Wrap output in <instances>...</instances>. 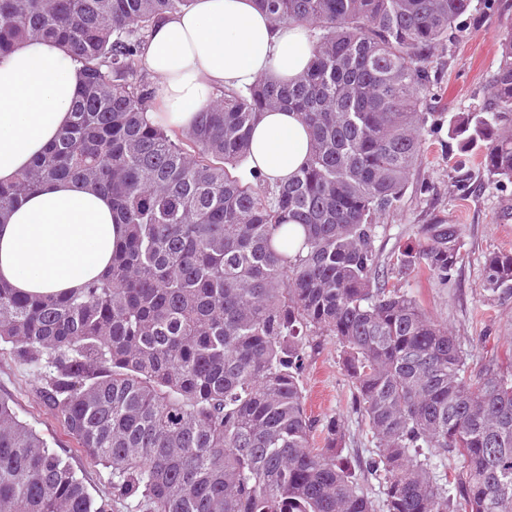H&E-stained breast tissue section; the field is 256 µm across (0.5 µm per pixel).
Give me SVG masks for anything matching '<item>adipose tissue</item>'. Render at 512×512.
<instances>
[{"label": "adipose tissue", "mask_w": 512, "mask_h": 512, "mask_svg": "<svg viewBox=\"0 0 512 512\" xmlns=\"http://www.w3.org/2000/svg\"><path fill=\"white\" fill-rule=\"evenodd\" d=\"M306 26H275L253 0H193L157 22L143 62L162 109L151 121L190 128L222 89L262 78L290 82L314 59ZM79 66L55 43L27 40L0 58V183L14 181L71 119ZM310 133L297 113H262L248 169L284 183L304 164ZM125 238L110 200L69 180L46 184L0 218V283L31 296L66 293L100 278Z\"/></svg>", "instance_id": "ef3b65f1"}]
</instances>
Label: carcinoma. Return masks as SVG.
Returning a JSON list of instances; mask_svg holds the SVG:
<instances>
[{
  "label": "carcinoma",
  "mask_w": 512,
  "mask_h": 512,
  "mask_svg": "<svg viewBox=\"0 0 512 512\" xmlns=\"http://www.w3.org/2000/svg\"><path fill=\"white\" fill-rule=\"evenodd\" d=\"M192 0H0V56L52 39L80 65L72 120L13 183L0 217L70 178L125 224L100 279L31 298L0 284V343L45 364L35 392L90 461L92 495L66 452L0 397V512H512V360L466 351L389 279L423 270L448 286L460 227L428 224L381 273L377 215L396 207L443 126L435 51L472 0H254L275 26L310 28L313 64L294 82L222 91L188 130L147 119L156 88L142 51ZM491 101L448 137L503 189L512 184V22ZM311 134L304 165L271 186L239 167L261 113ZM288 220L293 255L275 237ZM488 296L512 298V252L487 254ZM331 336L375 444L359 482L331 415L311 444L302 378L310 338Z\"/></svg>",
  "instance_id": "obj_1"
}]
</instances>
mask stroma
Here are the masks:
<instances>
[{"mask_svg": "<svg viewBox=\"0 0 512 512\" xmlns=\"http://www.w3.org/2000/svg\"><path fill=\"white\" fill-rule=\"evenodd\" d=\"M436 57L442 86L434 103L436 111L449 118L480 108L498 65L496 24L466 20L462 36L438 49ZM458 155L447 131L427 135L419 179L428 191L422 194L408 188L396 208L377 217L375 247L386 261L423 225H460L464 246L452 287L437 288L420 274L402 279L400 285L417 297L425 312L448 324L466 348L472 350L481 343L504 359L512 355V300L486 303L482 265L489 252L512 251V187L501 190L496 182L476 173L468 191L458 190L454 171ZM42 374L40 367L15 362L9 348L0 346V396L52 447L70 449L68 437L35 393ZM303 386L307 413L316 422L332 415L344 421L345 452L352 462H364L373 454L375 445L352 410V389L332 337H321L319 347L310 350Z\"/></svg>", "mask_w": 512, "mask_h": 512, "instance_id": "35a3bbf8", "label": "stroma"}]
</instances>
